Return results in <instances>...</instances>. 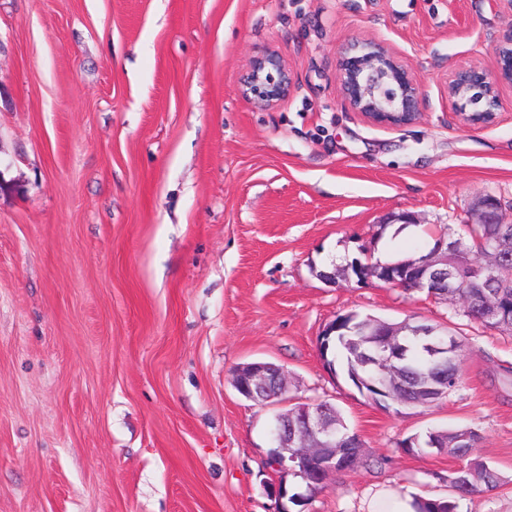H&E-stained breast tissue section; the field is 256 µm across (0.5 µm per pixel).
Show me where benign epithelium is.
<instances>
[{
	"label": "benign epithelium",
	"instance_id": "7a95c632",
	"mask_svg": "<svg viewBox=\"0 0 512 512\" xmlns=\"http://www.w3.org/2000/svg\"><path fill=\"white\" fill-rule=\"evenodd\" d=\"M499 60L498 70L489 74L476 64L457 68L448 80V98L463 123L487 126L498 119L500 87L512 84V24L503 31L494 45ZM337 71L345 101L370 123L380 126H403L416 121L419 115L420 88L411 71L384 43L372 39L353 40L344 47L337 61ZM294 84L291 74L278 52L267 50L255 56L241 80L242 94L256 104L272 108L288 98ZM471 224H497L506 241L499 247H482L476 252L480 266L494 270L505 252H512V221L501 218L498 203L484 196L474 204ZM460 243L439 239L430 255L408 259L396 264H378L371 269L351 263L343 275L355 276L357 282L375 278L385 286L410 288L416 291L443 288L448 298L459 297L457 280L466 275V268L454 263ZM403 326L373 321L370 335L381 338L380 344L393 345ZM235 390L261 408L293 406L288 416L296 418L293 432L280 430L271 450L274 466L282 473L289 471L288 462L307 468L322 448L336 447V424L326 420L321 411L288 398L287 375L278 366L267 362L240 366Z\"/></svg>",
	"mask_w": 512,
	"mask_h": 512
}]
</instances>
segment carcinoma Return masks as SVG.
I'll use <instances>...</instances> for the list:
<instances>
[{
  "label": "carcinoma",
  "mask_w": 512,
  "mask_h": 512,
  "mask_svg": "<svg viewBox=\"0 0 512 512\" xmlns=\"http://www.w3.org/2000/svg\"><path fill=\"white\" fill-rule=\"evenodd\" d=\"M498 234L496 224H478L465 226V233L457 236L461 241L460 262L469 267L475 264L474 241L482 239L489 247L495 245ZM461 287L469 294V301L462 309L469 321L484 328H489L483 321V300L490 293L494 294L500 309V318L495 329L512 332V259L505 257L502 264L488 276L486 272H475L461 283ZM349 318L343 314L336 316V333L319 338L322 354L328 363L342 374L357 390L373 400L381 398L386 390V383L380 371L385 352L374 343L369 336H361L350 331ZM426 340L410 332L400 337L404 345L403 358L394 362L399 373L403 388L399 391L398 400L388 401V405L402 409L427 407L456 390L463 378L462 363L451 369L435 366V357L424 346ZM317 406L327 410V416L336 420V428L340 430V440L336 442V458L351 457L353 467L364 463L361 454L362 443L358 435L346 425L341 412L325 403ZM480 440V435L471 428L453 430H437L435 434L424 439L407 437L398 443L405 453H417L437 443L456 457L467 459L468 471L460 474L461 483L457 486L456 499L415 495L412 497L413 512H458V500L471 497L495 489L501 477L499 473L485 462L472 457L473 449Z\"/></svg>",
  "instance_id": "1"
}]
</instances>
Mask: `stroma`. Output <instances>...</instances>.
Masks as SVG:
<instances>
[{"label":"stroma","mask_w":512,"mask_h":512,"mask_svg":"<svg viewBox=\"0 0 512 512\" xmlns=\"http://www.w3.org/2000/svg\"><path fill=\"white\" fill-rule=\"evenodd\" d=\"M511 25L506 0H0V512H275L272 412L231 384L255 361L364 443L304 512L451 496L460 459L397 447L441 428L475 430L503 478L459 512H512V335L317 276L426 254L485 195L512 218V85L489 126L447 89L495 73ZM356 38L413 72L414 123L345 104ZM268 49L294 89L263 109L240 77ZM347 312L455 328L459 390L398 412L331 374L318 339Z\"/></svg>","instance_id":"1"}]
</instances>
